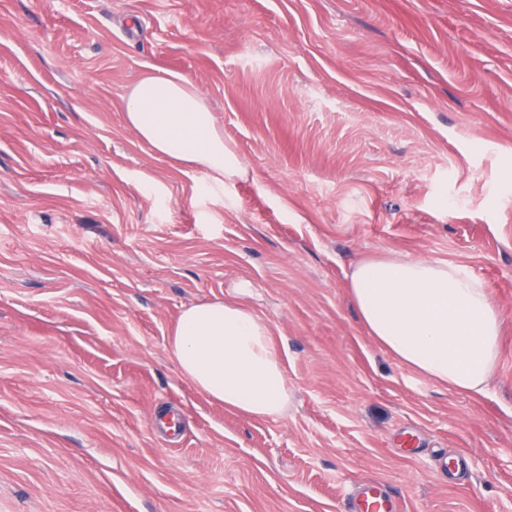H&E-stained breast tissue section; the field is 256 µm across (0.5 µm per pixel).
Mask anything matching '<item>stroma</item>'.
<instances>
[{
    "instance_id": "35a3bbf8",
    "label": "stroma",
    "mask_w": 512,
    "mask_h": 512,
    "mask_svg": "<svg viewBox=\"0 0 512 512\" xmlns=\"http://www.w3.org/2000/svg\"><path fill=\"white\" fill-rule=\"evenodd\" d=\"M188 76L244 175L207 189L123 99ZM456 264L501 315L471 397L373 343L360 259ZM221 298L266 320L288 412L180 373ZM512 512V0H0V512ZM351 512H407V502L404 496L392 494L381 484H365L352 501Z\"/></svg>"
}]
</instances>
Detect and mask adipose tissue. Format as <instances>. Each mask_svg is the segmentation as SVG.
I'll return each instance as SVG.
<instances>
[{"instance_id":"adipose-tissue-1","label":"adipose tissue","mask_w":512,"mask_h":512,"mask_svg":"<svg viewBox=\"0 0 512 512\" xmlns=\"http://www.w3.org/2000/svg\"><path fill=\"white\" fill-rule=\"evenodd\" d=\"M124 119L154 154L184 171L203 169L213 193L223 194L225 178L243 171L186 75H145L124 100ZM348 287L379 347L450 390L487 391L501 323L479 279L448 262L382 255L357 262ZM167 348L182 376L212 401L257 419L286 413L288 377L271 328L244 305H190L170 329Z\"/></svg>"}]
</instances>
